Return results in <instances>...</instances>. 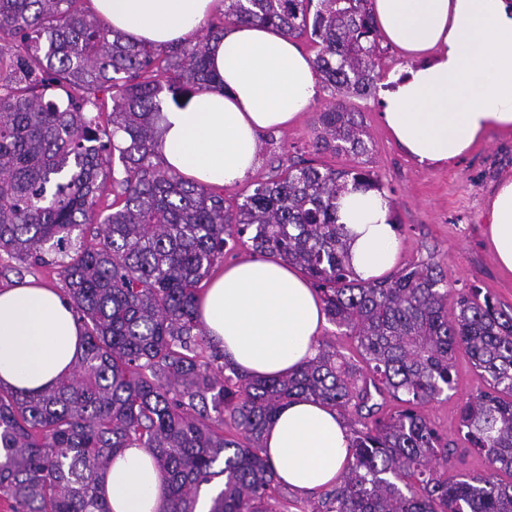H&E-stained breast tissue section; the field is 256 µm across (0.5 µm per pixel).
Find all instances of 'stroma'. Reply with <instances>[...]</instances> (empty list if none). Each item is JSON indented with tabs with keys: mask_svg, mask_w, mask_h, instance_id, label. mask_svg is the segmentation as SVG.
Listing matches in <instances>:
<instances>
[{
	"mask_svg": "<svg viewBox=\"0 0 512 512\" xmlns=\"http://www.w3.org/2000/svg\"><path fill=\"white\" fill-rule=\"evenodd\" d=\"M329 101V93L318 90L311 107L297 123L262 134L256 169L238 184L222 188L225 203L241 200L253 183L267 180L274 168L291 156L312 158L339 169L362 166L383 184L392 203L400 242L396 269L421 261L440 263L452 290L480 288L512 313V278L498 271L485 237L490 189L502 175L512 174V137L489 133L458 163L424 168L396 144L380 119V100L374 95L352 101L367 133L368 155L359 160L329 152L318 155L313 151L316 117ZM456 368V389L422 405L421 411L449 443L461 448L465 442L457 428L458 408L462 401L483 389L484 381L465 355H458Z\"/></svg>",
	"mask_w": 512,
	"mask_h": 512,
	"instance_id": "stroma-1",
	"label": "stroma"
}]
</instances>
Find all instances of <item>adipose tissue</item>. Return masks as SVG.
<instances>
[{"instance_id":"obj_1","label":"adipose tissue","mask_w":512,"mask_h":512,"mask_svg":"<svg viewBox=\"0 0 512 512\" xmlns=\"http://www.w3.org/2000/svg\"><path fill=\"white\" fill-rule=\"evenodd\" d=\"M223 0H91L99 18L129 41L163 47L195 37ZM384 39L406 67L381 89V118L426 168L464 156L488 132L512 135V0H373ZM223 90L193 94L164 112L158 128L166 168L211 188L234 185L257 164L264 130L298 120L312 104L313 62L275 28L229 26L212 54ZM351 263L369 280L399 251L387 196L350 187L337 201ZM489 248L512 277V175L488 199ZM210 341L253 378L294 373L316 353L326 324L314 288L286 262L248 258L212 278L199 301ZM80 323L57 288H0V385L36 394L71 373L82 354ZM350 433L335 410L310 398L281 409L263 452L277 480L307 496L346 467ZM112 512H164V478L152 457L127 448L100 477Z\"/></svg>"}]
</instances>
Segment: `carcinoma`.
<instances>
[{"label":"carcinoma","mask_w":512,"mask_h":512,"mask_svg":"<svg viewBox=\"0 0 512 512\" xmlns=\"http://www.w3.org/2000/svg\"><path fill=\"white\" fill-rule=\"evenodd\" d=\"M85 2L0 0V252L58 268L84 341L56 386H0V495L12 512H112L98 477L132 446L165 473L166 512H197L215 481L209 512H276L263 434L297 397L350 421L346 470L311 512H512V480L497 478L512 477V315L475 288L448 308L434 262L356 276L336 199L350 182L379 191L378 180L290 157L233 207L153 162L166 95L222 88L210 42L238 23L310 33L336 99L317 116L315 152L367 154L348 99L370 97L384 77L371 0H224L204 36L161 49L123 41ZM108 98L109 128L99 121ZM107 183L123 207L104 215ZM246 233L259 256L301 269L359 359L322 344L294 374L265 380L224 363L196 315L198 285ZM460 350L486 385L461 403L458 430L488 470L451 479L457 449L419 407L455 389Z\"/></svg>","instance_id":"1"}]
</instances>
